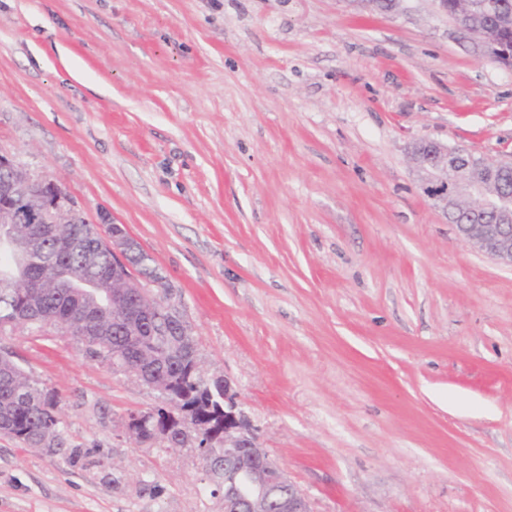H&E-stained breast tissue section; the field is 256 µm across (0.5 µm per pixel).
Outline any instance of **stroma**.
Listing matches in <instances>:
<instances>
[{"label": "stroma", "mask_w": 512, "mask_h": 512, "mask_svg": "<svg viewBox=\"0 0 512 512\" xmlns=\"http://www.w3.org/2000/svg\"><path fill=\"white\" fill-rule=\"evenodd\" d=\"M419 142L512 162V68L434 0H0V153L171 286L313 512H512V266L422 189ZM63 446L0 434V512H224L167 402L70 336L0 341Z\"/></svg>", "instance_id": "35a3bbf8"}]
</instances>
